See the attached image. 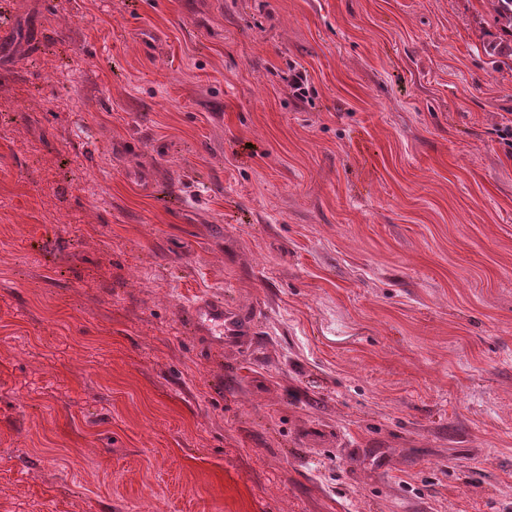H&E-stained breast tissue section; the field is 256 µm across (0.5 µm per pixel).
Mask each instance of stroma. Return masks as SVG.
<instances>
[{"label": "stroma", "mask_w": 512, "mask_h": 512, "mask_svg": "<svg viewBox=\"0 0 512 512\" xmlns=\"http://www.w3.org/2000/svg\"><path fill=\"white\" fill-rule=\"evenodd\" d=\"M2 29L0 512H512L482 0H0ZM195 315L201 320L212 322L221 335L217 338L226 344L246 341L254 334L252 318L240 309L222 301L198 305L195 308Z\"/></svg>", "instance_id": "obj_1"}]
</instances>
